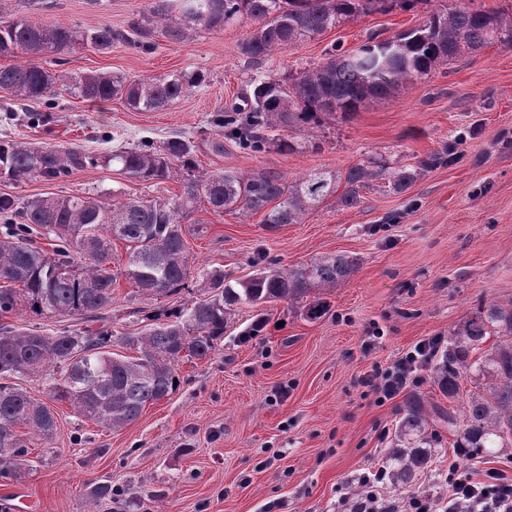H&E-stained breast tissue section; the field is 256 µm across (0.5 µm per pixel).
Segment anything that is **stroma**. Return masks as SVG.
<instances>
[{"instance_id": "obj_1", "label": "stroma", "mask_w": 512, "mask_h": 512, "mask_svg": "<svg viewBox=\"0 0 512 512\" xmlns=\"http://www.w3.org/2000/svg\"><path fill=\"white\" fill-rule=\"evenodd\" d=\"M447 3L421 0L412 11L343 23L258 68L282 77L320 64L331 46L355 51L369 36L388 38L421 25ZM146 5L6 0L4 7L9 16L123 30ZM246 34V27L233 24L220 32H191L179 45L158 35L146 52L120 42L106 54H67L64 69L72 74L141 79L199 70L207 80L163 111L65 93L35 125L23 113L0 111V139L75 144L104 156L143 138L159 146L181 134L196 141L201 170L271 169L290 181L317 167L344 170L369 155L415 167L451 142L456 158L420 172L404 193L374 187L355 208L330 199L300 223L272 230L258 218L218 217L199 205L192 219L204 231L186 238L191 270L218 267L242 280L270 264L294 266L338 252L358 258V269L335 287L311 291V299L327 306L316 320L303 306L285 302L235 308L212 359L180 361L176 389L119 430L87 421L69 403L51 398L42 377L21 380L57 421L51 440L31 437L22 478L0 477V491L20 492L26 512H340L338 500L352 480L384 462L403 416L404 397L375 404L363 394V375L373 364H392L421 340L448 336L479 302L512 301V149L500 143L512 131V48L488 46L367 103L350 118L326 117L313 136L296 133L303 143L297 152L273 147L254 156L228 144L217 154L211 144L219 129L210 120L241 104L255 68L239 49ZM180 189V178L145 187L112 165L63 181L0 177V195L23 201L88 194L110 203L132 194L170 198ZM202 297L194 278L163 297L138 292L121 278L102 311L103 323L135 336L150 316L185 310ZM259 321L264 327L257 333ZM429 428L439 435L433 471L416 476L407 490L385 485L384 495L445 494L441 472L456 436L435 416ZM104 482L120 490L119 500H93L92 490Z\"/></svg>"}]
</instances>
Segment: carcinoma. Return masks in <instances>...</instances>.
I'll use <instances>...</instances> for the list:
<instances>
[{
    "label": "carcinoma",
    "mask_w": 512,
    "mask_h": 512,
    "mask_svg": "<svg viewBox=\"0 0 512 512\" xmlns=\"http://www.w3.org/2000/svg\"><path fill=\"white\" fill-rule=\"evenodd\" d=\"M423 0H148L142 17L124 33L104 24L79 29L58 21H33L15 16L0 23V57H27L22 64L0 65V90L18 102L36 101L25 109L32 123L58 107L64 91L85 101L120 98L138 111L164 110L205 81L199 72H179L129 79L120 74L55 72L42 57L61 56L77 48L99 53L126 42L148 51L155 30L170 44H181L193 30L221 31L232 23L252 25L241 53L259 63L274 52L305 43L329 28L373 13L409 11ZM473 0L433 12L422 25L378 40L371 37L354 52L331 47L327 59L276 78L259 70L249 76L244 105L216 117L224 140L212 150L224 153V142L253 153L274 146L292 152L300 143L277 135L283 128L308 135L337 112L349 115L373 99L430 75L440 65L491 44L512 47V13L472 6ZM454 146L429 154L420 167H392L370 156L346 170L314 169L291 182L269 170L242 174L234 170H197L196 145L186 136L169 139L158 150L144 140L102 158L77 145L30 146L6 136L0 140V176L15 182L32 178L64 180L75 171L115 163L119 172L143 185H159L182 170L181 192L168 199L130 196L111 205L97 197L41 196L21 204L0 196V314L28 307L59 317L84 315L82 329L65 327L53 336L37 330L18 332L0 327V475L17 477L29 462L27 439L18 429L49 440L56 429L54 413L17 384L41 374L49 392L65 400L81 417L112 430L135 421L148 404L175 387V365L184 357L210 359L231 316L232 306L263 307L286 301L300 303L311 289L333 287L352 276L358 260L345 253L326 254L291 268L268 266L243 281L226 279L214 267L198 271L205 298L175 319L153 318L140 336L123 343L137 355L112 351V332L91 328L98 313L112 302V286L122 276L142 293L164 296L182 288L191 268L185 235L202 227L184 224L197 205L214 215L261 216L268 229L298 224L309 210L330 196L343 208L363 201V191L377 182L400 194L416 181L419 169L453 161ZM53 237L49 251L31 238L33 226ZM123 241L125 262L119 272L106 268L112 242ZM70 274L60 277L58 269ZM499 341L474 358L489 337ZM434 379L448 401L460 398L463 377H487L486 393H471L460 416L440 415L457 433V447L475 454L512 447V302L490 301L464 318L450 333L448 346L433 367ZM400 435L407 446L387 458L390 479L407 485L430 467L437 439L426 431L429 413L416 396L406 402Z\"/></svg>",
    "instance_id": "carcinoma-1"
}]
</instances>
